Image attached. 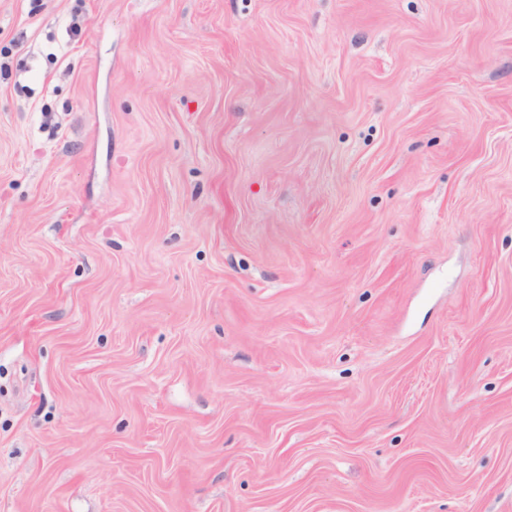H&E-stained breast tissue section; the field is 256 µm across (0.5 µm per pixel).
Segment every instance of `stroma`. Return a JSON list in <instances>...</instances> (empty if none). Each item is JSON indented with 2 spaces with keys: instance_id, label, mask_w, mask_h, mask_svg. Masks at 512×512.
Masks as SVG:
<instances>
[{
  "instance_id": "35a3bbf8",
  "label": "stroma",
  "mask_w": 512,
  "mask_h": 512,
  "mask_svg": "<svg viewBox=\"0 0 512 512\" xmlns=\"http://www.w3.org/2000/svg\"><path fill=\"white\" fill-rule=\"evenodd\" d=\"M0 512H512V0H0Z\"/></svg>"
}]
</instances>
